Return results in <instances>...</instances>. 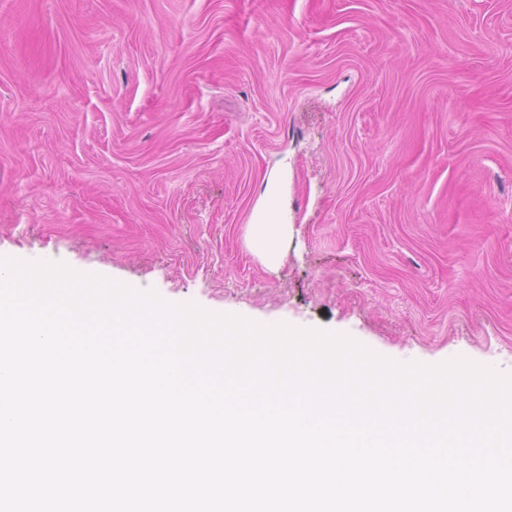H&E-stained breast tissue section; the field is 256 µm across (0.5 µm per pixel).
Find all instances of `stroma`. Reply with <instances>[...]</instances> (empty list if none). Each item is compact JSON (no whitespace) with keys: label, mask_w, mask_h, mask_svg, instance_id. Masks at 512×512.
Returning a JSON list of instances; mask_svg holds the SVG:
<instances>
[{"label":"stroma","mask_w":512,"mask_h":512,"mask_svg":"<svg viewBox=\"0 0 512 512\" xmlns=\"http://www.w3.org/2000/svg\"><path fill=\"white\" fill-rule=\"evenodd\" d=\"M0 257L512 372V0H0ZM264 199V203L254 213L253 222L248 224L249 244L259 257L275 264L282 256L281 244L288 234V224L280 222L277 192L269 190Z\"/></svg>","instance_id":"35a3bbf8"}]
</instances>
